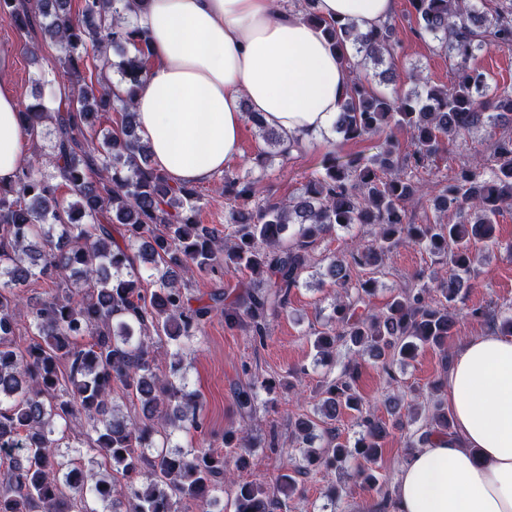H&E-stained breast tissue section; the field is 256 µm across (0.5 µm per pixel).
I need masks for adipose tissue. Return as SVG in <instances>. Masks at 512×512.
Instances as JSON below:
<instances>
[{
  "label": "adipose tissue",
  "instance_id": "adipose-tissue-1",
  "mask_svg": "<svg viewBox=\"0 0 512 512\" xmlns=\"http://www.w3.org/2000/svg\"><path fill=\"white\" fill-rule=\"evenodd\" d=\"M396 8L397 0L316 2L325 18L364 29ZM127 17L152 51L134 91L139 134L173 183L223 173L239 153L245 111L307 144L347 96V75L322 32L276 0H134ZM30 157L17 100L0 82V181ZM446 386L452 433L410 454L390 512H512V336L465 341Z\"/></svg>",
  "mask_w": 512,
  "mask_h": 512
}]
</instances>
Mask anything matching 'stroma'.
Returning a JSON list of instances; mask_svg holds the SVG:
<instances>
[{
	"label": "stroma",
	"instance_id": "stroma-1",
	"mask_svg": "<svg viewBox=\"0 0 512 512\" xmlns=\"http://www.w3.org/2000/svg\"><path fill=\"white\" fill-rule=\"evenodd\" d=\"M393 19L401 39L395 60L400 81H408L412 71L418 70L430 84L448 85L454 77V61L438 49L436 42L421 40L416 35L415 16L408 0H398ZM59 55L58 47L44 41L40 31L21 32L0 20V60L7 64L0 78L13 90L19 106L33 103L39 95L63 97L61 86L42 89L34 80L38 71L55 67ZM380 143L376 136L347 140L329 131L303 152L285 159L274 158L260 168L255 158L262 141L255 126L247 121L241 129L240 154L225 166L223 175L261 177L268 198L285 200L298 195L305 183L322 174L328 153L343 159L369 157L378 153ZM490 145L487 135H471L461 145L438 156L430 173L442 179L452 178L471 155L489 154ZM223 175L198 185L199 223L223 226L228 204L217 189ZM374 234L370 226L339 228L319 241L314 268L305 274L302 285L292 291L287 310L271 320L264 343L254 342L242 328L226 326L222 317L215 316L206 322L186 349L183 361L188 386L203 402L202 429L190 434L175 433L172 445L204 446L213 453L230 455V448L224 445V432L241 425L234 408L237 389L252 380L275 381L274 391L262 396L264 408L250 423L256 447L247 457V466L238 471L240 481L274 486L283 471V460L265 448L269 433H276L281 444H289L290 420L312 411L322 380L336 377L350 358L347 349L341 346L336 350L333 365L317 367L313 364L314 352L309 339L315 330L321 329L338 293L325 275L328 259L348 251L354 241H371ZM473 250L479 256L474 286L458 306L461 320L448 339V349L452 352L468 338L489 328L487 322L470 317L471 308L512 313V257L481 242L475 243ZM438 266V261L427 253L412 247L399 248L387 274L380 278L374 296L368 301L370 309L381 311L396 289L412 283L419 269ZM359 363L358 390L366 405L376 408L382 418L387 415V399L398 398L405 406L422 402L428 385L442 375L440 354L432 349L421 351L408 365L396 367L391 378L369 356H361ZM356 468V462L352 461L336 472L317 470L300 477L296 494L288 499L282 512H377L383 496L377 488L356 479ZM332 485L343 490L341 500L334 504L325 496Z\"/></svg>",
	"mask_w": 512,
	"mask_h": 512
}]
</instances>
